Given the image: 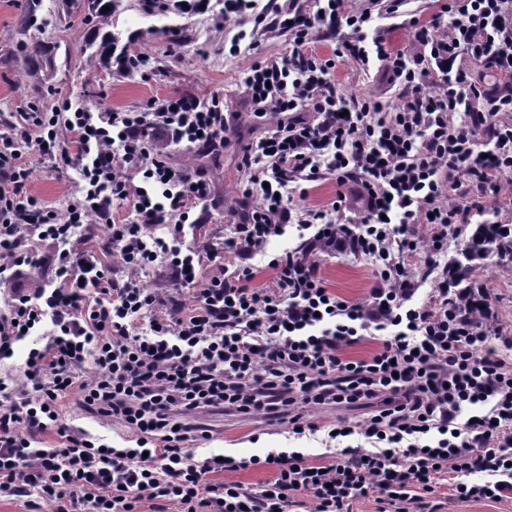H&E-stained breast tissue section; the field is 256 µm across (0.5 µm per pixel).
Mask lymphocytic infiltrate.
Wrapping results in <instances>:
<instances>
[{
  "label": "lymphocytic infiltrate",
  "instance_id": "obj_1",
  "mask_svg": "<svg viewBox=\"0 0 512 512\" xmlns=\"http://www.w3.org/2000/svg\"><path fill=\"white\" fill-rule=\"evenodd\" d=\"M221 2L224 16L254 17L291 46L281 60L256 62L244 81L251 110L270 128L243 151V208L223 249L211 252L237 256L233 270L200 280L193 254L152 233L206 223L209 179L167 157L172 146L223 152L239 127L222 95L152 98L137 111L88 112L64 100L0 135V280L15 284L0 314V359L40 335L21 378H0V495L30 498L32 512L44 503L51 512H136L144 500L174 501L181 512H288L298 494L312 498L313 512H350L371 492L394 512H426L445 483L462 499H502L512 492V361L499 349L512 337L491 336L485 291L458 287L440 257L449 234H462L512 176V0H441L430 21L409 18L414 46L396 55L374 22L399 16L406 0H364L355 11L345 0ZM314 29L335 39L332 57L309 51ZM344 58L365 70L381 63L396 105L345 94L334 78ZM43 145L84 182L63 216L27 190L22 150ZM327 177L339 188L329 208H307L288 191ZM117 203L132 206L133 223H113ZM91 217L111 225L122 266L164 258L167 287L111 280L93 252H73ZM290 225L307 239L268 261L275 288L252 287V260ZM47 240L54 252L37 253ZM317 250L372 260L366 301L325 287ZM420 252L435 282L422 303L407 265ZM36 265L58 287L18 288ZM186 288L190 307L178 297ZM46 320L53 328L44 333ZM368 338L379 343L370 357H346ZM69 397L122 423L133 447L97 445L64 424ZM329 405L367 410L327 432L359 435L364 446L318 462L297 451L200 459L186 447L205 433L192 421L203 409L284 420L313 435L320 426L310 409ZM50 428L58 445L39 447ZM251 466L274 476L252 489L210 479Z\"/></svg>",
  "mask_w": 512,
  "mask_h": 512
}]
</instances>
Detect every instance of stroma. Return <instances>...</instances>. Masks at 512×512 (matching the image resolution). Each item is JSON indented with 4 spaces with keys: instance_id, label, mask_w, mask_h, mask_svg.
<instances>
[{
    "instance_id": "obj_1",
    "label": "stroma",
    "mask_w": 512,
    "mask_h": 512,
    "mask_svg": "<svg viewBox=\"0 0 512 512\" xmlns=\"http://www.w3.org/2000/svg\"><path fill=\"white\" fill-rule=\"evenodd\" d=\"M112 5V21L101 25V32L132 39V53L145 58L139 70L125 75L113 73L108 66L91 67L88 57L99 40L82 22L81 0H0V134L20 125L23 112L30 107L47 110L61 97L70 98L73 106L97 112L106 108L135 110L156 96L193 93L206 98L219 92L225 95L230 109L240 112L245 137L266 135L267 126L255 124L245 110L244 79L254 62L287 55V36L258 29L250 18L227 20L212 12L147 14L139 0H112ZM170 27L178 31V44H171L165 34ZM235 37L240 40L236 53L231 50ZM33 43L45 46L46 52L37 64L30 65L16 47ZM335 77L347 94L378 99L387 108L395 104L380 77L364 72L352 61L338 62ZM241 155L242 146L235 140L214 156L197 157L178 148L169 153L172 164L197 166L205 171L218 196L208 223L186 227L183 239L184 249L194 250L197 269L204 279L219 273L209 256V247L223 243L232 232L233 212L243 183ZM23 160L32 170L29 193L58 213H65L83 184L78 169L58 171L54 156L34 149L26 150ZM315 260L326 287L350 300L367 298L374 284L369 259L320 253ZM466 282L486 291L492 311L491 328L512 334V258L472 262ZM339 415V410L333 408L315 410L313 417L321 425V432L297 438L289 434L286 424L274 419L205 409L193 420L207 428L209 437L191 442L189 448L200 458L262 457L275 450H296L315 458L330 446L360 445L361 439L356 435L329 440L326 431ZM63 421L95 443L115 448L128 445L126 428L75 404H68Z\"/></svg>"
}]
</instances>
